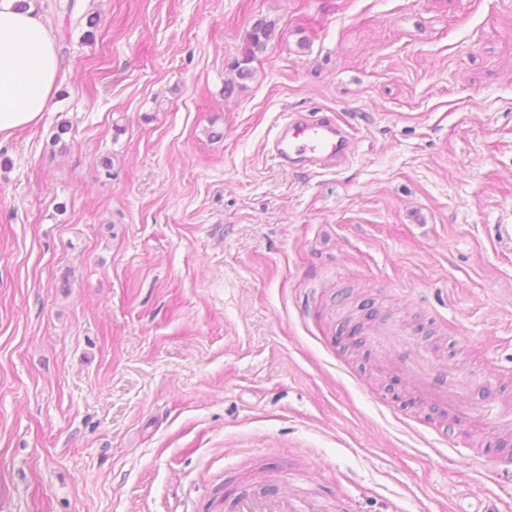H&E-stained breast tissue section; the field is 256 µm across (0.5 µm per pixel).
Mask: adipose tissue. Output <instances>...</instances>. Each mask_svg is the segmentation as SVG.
I'll use <instances>...</instances> for the list:
<instances>
[{"mask_svg":"<svg viewBox=\"0 0 512 512\" xmlns=\"http://www.w3.org/2000/svg\"><path fill=\"white\" fill-rule=\"evenodd\" d=\"M0 0V139L39 124L58 89L52 36L34 9Z\"/></svg>","mask_w":512,"mask_h":512,"instance_id":"adipose-tissue-1","label":"adipose tissue"}]
</instances>
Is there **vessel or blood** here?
Wrapping results in <instances>:
<instances>
[{"label": "vessel or blood", "mask_w": 512, "mask_h": 512, "mask_svg": "<svg viewBox=\"0 0 512 512\" xmlns=\"http://www.w3.org/2000/svg\"><path fill=\"white\" fill-rule=\"evenodd\" d=\"M270 152L283 167L330 168L343 165L354 152V137L344 123L313 118L303 112L290 113L270 143ZM428 361L409 370L407 386L419 399L458 412V402L436 389ZM227 512H320L318 504L285 492H243L230 500Z\"/></svg>", "instance_id": "vessel-or-blood-1"}]
</instances>
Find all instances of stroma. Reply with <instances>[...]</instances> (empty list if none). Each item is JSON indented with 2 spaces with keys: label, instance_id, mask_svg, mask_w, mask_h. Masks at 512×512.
Listing matches in <instances>:
<instances>
[{
  "label": "stroma",
  "instance_id": "stroma-1",
  "mask_svg": "<svg viewBox=\"0 0 512 512\" xmlns=\"http://www.w3.org/2000/svg\"><path fill=\"white\" fill-rule=\"evenodd\" d=\"M33 4L62 83L0 143V512H226L264 476L512 512V0ZM292 112L354 155L279 166ZM419 356L496 422L417 398ZM276 34V24L272 21L258 19L253 23L243 38L240 56L235 57L228 64L234 79L224 84L225 95H232L237 87L244 89L246 83L254 79L255 71L251 64L258 55L267 51L268 46L275 40Z\"/></svg>",
  "mask_w": 512,
  "mask_h": 512
}]
</instances>
